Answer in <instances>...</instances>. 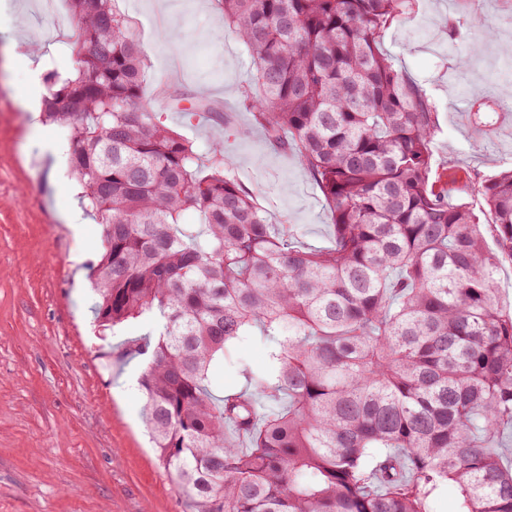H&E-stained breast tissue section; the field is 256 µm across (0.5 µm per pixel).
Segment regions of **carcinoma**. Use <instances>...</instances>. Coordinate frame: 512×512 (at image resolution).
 I'll return each mask as SVG.
<instances>
[{
    "label": "carcinoma",
    "instance_id": "obj_1",
    "mask_svg": "<svg viewBox=\"0 0 512 512\" xmlns=\"http://www.w3.org/2000/svg\"><path fill=\"white\" fill-rule=\"evenodd\" d=\"M66 2L81 67L47 72L43 118L67 131L103 226L99 325L159 324L134 347L139 386L189 512H437L446 485L457 512H512V312L495 285L512 169L482 185L484 224L437 184L435 106L381 50L412 0H216L251 58L255 123L323 194L328 248L269 223L221 144L204 155L156 120L118 0ZM247 336L264 365L240 363L243 390L215 395Z\"/></svg>",
    "mask_w": 512,
    "mask_h": 512
}]
</instances>
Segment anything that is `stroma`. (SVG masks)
<instances>
[{
  "label": "stroma",
  "mask_w": 512,
  "mask_h": 512,
  "mask_svg": "<svg viewBox=\"0 0 512 512\" xmlns=\"http://www.w3.org/2000/svg\"><path fill=\"white\" fill-rule=\"evenodd\" d=\"M14 30L0 28V512H187L160 468L143 420L138 379L143 357L126 354L148 321L115 331L94 313L91 266L102 227L86 210L69 168L64 131L34 125L26 98L33 62L75 71L71 26L54 41L42 33L39 0H8ZM145 55V94L164 125L199 147L224 146V165L298 244L329 247L331 221L307 168L272 146L243 103L253 67L224 27L214 0H123ZM468 66L458 57L473 41ZM512 0H414L390 25L382 48L421 85L437 112L434 170L453 198L473 204L486 180L512 168V117L453 111L475 96L512 101ZM221 101L192 117L167 96Z\"/></svg>",
  "instance_id": "35a3bbf8"
}]
</instances>
